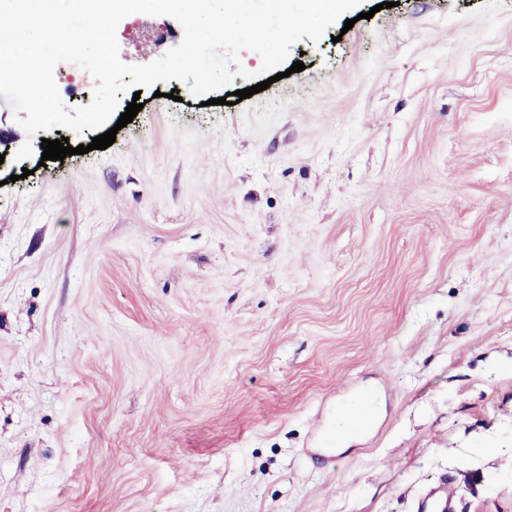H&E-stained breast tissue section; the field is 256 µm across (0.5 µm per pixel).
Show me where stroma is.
<instances>
[{
  "instance_id": "stroma-1",
  "label": "stroma",
  "mask_w": 512,
  "mask_h": 512,
  "mask_svg": "<svg viewBox=\"0 0 512 512\" xmlns=\"http://www.w3.org/2000/svg\"><path fill=\"white\" fill-rule=\"evenodd\" d=\"M379 2L235 105L126 91L104 150L16 160L95 133L0 109V512H512V0ZM183 35L123 20L119 57ZM454 494L448 484L432 487L424 496L419 512H454Z\"/></svg>"
}]
</instances>
